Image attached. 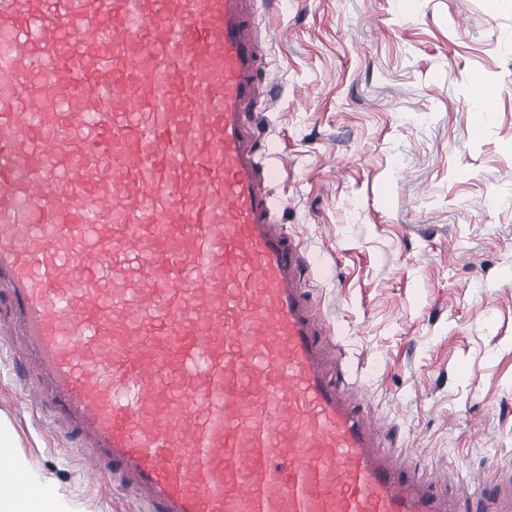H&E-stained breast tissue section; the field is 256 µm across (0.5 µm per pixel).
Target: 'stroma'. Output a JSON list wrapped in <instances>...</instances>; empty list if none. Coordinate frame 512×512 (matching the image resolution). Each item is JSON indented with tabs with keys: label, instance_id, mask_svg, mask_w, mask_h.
<instances>
[{
	"label": "stroma",
	"instance_id": "obj_1",
	"mask_svg": "<svg viewBox=\"0 0 512 512\" xmlns=\"http://www.w3.org/2000/svg\"><path fill=\"white\" fill-rule=\"evenodd\" d=\"M261 152L303 240L330 358L368 421L455 499L512 479V0H251ZM493 90L491 112L472 88ZM0 301V436L69 512H148L19 375Z\"/></svg>",
	"mask_w": 512,
	"mask_h": 512
}]
</instances>
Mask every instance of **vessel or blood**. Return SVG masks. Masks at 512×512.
Returning a JSON list of instances; mask_svg holds the SVG:
<instances>
[{"mask_svg":"<svg viewBox=\"0 0 512 512\" xmlns=\"http://www.w3.org/2000/svg\"><path fill=\"white\" fill-rule=\"evenodd\" d=\"M245 0H0V291L42 399L152 512L448 505L326 373L243 109Z\"/></svg>","mask_w":512,"mask_h":512,"instance_id":"1","label":"vessel or blood"}]
</instances>
